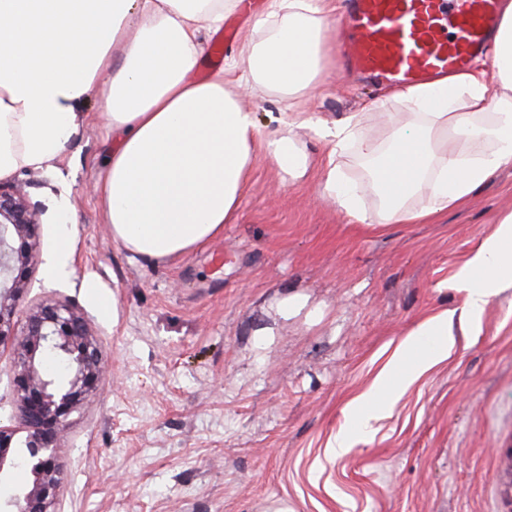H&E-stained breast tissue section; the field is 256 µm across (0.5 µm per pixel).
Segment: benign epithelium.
<instances>
[{"label": "benign epithelium", "instance_id": "1", "mask_svg": "<svg viewBox=\"0 0 512 512\" xmlns=\"http://www.w3.org/2000/svg\"><path fill=\"white\" fill-rule=\"evenodd\" d=\"M38 224L21 190L0 182V345L15 344L12 383L18 410L17 426L0 425V475L18 466L9 449L20 432L26 433L33 465L32 486L0 500V512H63L61 433L107 373L101 343L73 304L42 301L18 313L38 259ZM50 356L61 361V374L46 370Z\"/></svg>", "mask_w": 512, "mask_h": 512}]
</instances>
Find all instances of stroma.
Here are the masks:
<instances>
[{
	"instance_id": "1",
	"label": "stroma",
	"mask_w": 512,
	"mask_h": 512,
	"mask_svg": "<svg viewBox=\"0 0 512 512\" xmlns=\"http://www.w3.org/2000/svg\"><path fill=\"white\" fill-rule=\"evenodd\" d=\"M327 30L329 74L296 102L256 87L243 97L262 138L279 113L336 123L389 84L346 72ZM61 156L12 183L39 213V260L21 309L68 300L92 319L110 373L74 412L61 444L65 512H512L495 491L512 449V285L457 348L413 383L340 456L329 445L423 318L460 310L448 281L512 211V163L432 224L387 223L357 146L336 158L360 189L365 223L319 196L327 150L298 131L304 179L259 156L233 223L185 256L127 251L103 222L95 184L112 151L96 99ZM70 240L66 273L46 259Z\"/></svg>"
}]
</instances>
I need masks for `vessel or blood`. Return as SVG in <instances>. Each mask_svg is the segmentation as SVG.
Masks as SVG:
<instances>
[{"mask_svg":"<svg viewBox=\"0 0 512 512\" xmlns=\"http://www.w3.org/2000/svg\"><path fill=\"white\" fill-rule=\"evenodd\" d=\"M343 62L403 84L467 69L486 52L499 0H348Z\"/></svg>","mask_w":512,"mask_h":512,"instance_id":"obj_1","label":"vessel or blood"}]
</instances>
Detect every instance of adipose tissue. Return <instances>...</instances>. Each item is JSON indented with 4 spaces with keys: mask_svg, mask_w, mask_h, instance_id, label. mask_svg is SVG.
<instances>
[{
    "mask_svg": "<svg viewBox=\"0 0 512 512\" xmlns=\"http://www.w3.org/2000/svg\"><path fill=\"white\" fill-rule=\"evenodd\" d=\"M244 0H0V180L56 160L96 97L118 138L97 186L103 221L128 251L167 261L220 236L236 217L259 152L290 179L307 176L292 112L261 139L241 101L257 84L288 99L316 88L326 73L328 19L335 0H268L253 24L259 39L227 68L203 80L212 33ZM493 69L473 68L395 88L408 104L384 142L366 138L359 113L317 134L336 156L357 143L376 158L373 185L388 221L423 224L467 201L512 161V0H501ZM107 84H100L103 73ZM320 195L352 220L365 215L344 171L328 164ZM512 284V212L485 237L452 285L479 318ZM453 315L440 311L412 329L347 411L369 427L397 396L392 379L416 380L450 355Z\"/></svg>",
    "mask_w": 512,
    "mask_h": 512,
    "instance_id": "obj_1",
    "label": "adipose tissue"
}]
</instances>
